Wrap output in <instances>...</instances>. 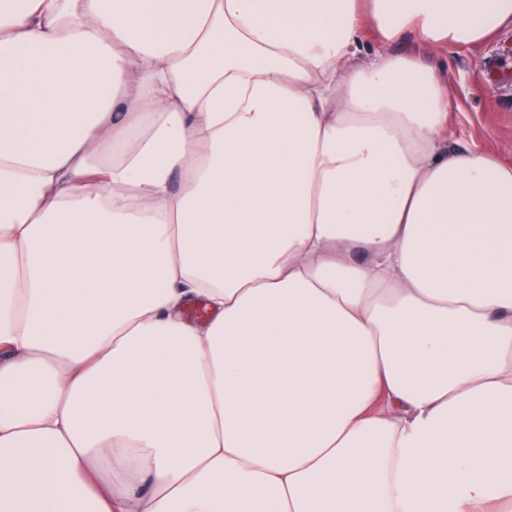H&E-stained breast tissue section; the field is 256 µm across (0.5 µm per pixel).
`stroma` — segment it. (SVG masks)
Returning a JSON list of instances; mask_svg holds the SVG:
<instances>
[{
    "instance_id": "1",
    "label": "stroma",
    "mask_w": 512,
    "mask_h": 512,
    "mask_svg": "<svg viewBox=\"0 0 512 512\" xmlns=\"http://www.w3.org/2000/svg\"><path fill=\"white\" fill-rule=\"evenodd\" d=\"M392 49L427 51L435 65L450 74L453 142L512 156V27L477 46L426 50L409 38Z\"/></svg>"
}]
</instances>
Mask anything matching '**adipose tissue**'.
Instances as JSON below:
<instances>
[{"label": "adipose tissue", "instance_id": "ef3b65f1", "mask_svg": "<svg viewBox=\"0 0 512 512\" xmlns=\"http://www.w3.org/2000/svg\"><path fill=\"white\" fill-rule=\"evenodd\" d=\"M511 25L0 0V512H512V158L390 49Z\"/></svg>", "mask_w": 512, "mask_h": 512}]
</instances>
